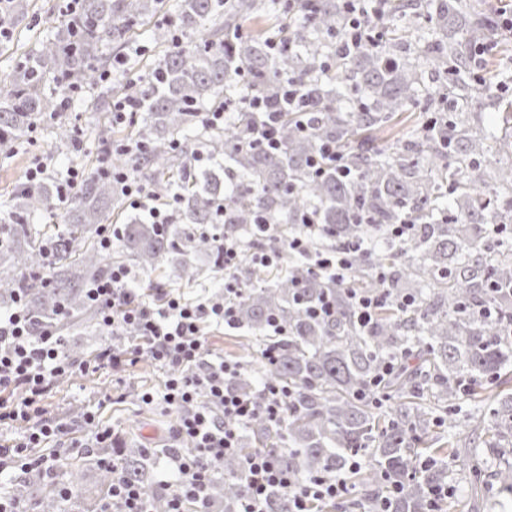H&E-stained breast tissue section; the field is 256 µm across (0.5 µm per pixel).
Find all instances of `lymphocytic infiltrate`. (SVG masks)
I'll list each match as a JSON object with an SVG mask.
<instances>
[{
  "instance_id": "lymphocytic-infiltrate-1",
  "label": "lymphocytic infiltrate",
  "mask_w": 512,
  "mask_h": 512,
  "mask_svg": "<svg viewBox=\"0 0 512 512\" xmlns=\"http://www.w3.org/2000/svg\"><path fill=\"white\" fill-rule=\"evenodd\" d=\"M248 107L254 120L244 136L246 144L278 149V112L260 97L249 100ZM99 172L120 185L129 207L146 212L160 232H167L170 209L158 206L153 190L130 170L114 164L100 166ZM327 235L325 225L310 219L285 242L278 238L277 225L265 222L250 225L244 240L225 235L221 241L224 293L212 299H189L165 288L142 293L132 288L133 276L127 266H113L109 275L91 284L86 295L98 311L101 327L117 340L89 359L72 358L63 337L55 332L34 334L27 303L23 296H16L13 309L0 315V430L13 433L0 442V472L50 473L64 462L61 449L73 430L67 422L48 416L46 409L57 379L107 369L117 375L145 354L165 372L166 380L161 395L144 393L143 402L162 398L176 414L174 433L180 446L169 460L178 477L165 485L168 512H206L215 473L225 457L236 454L242 457L241 476L246 485L238 512H271L269 496L276 489L287 492L290 512H314L318 505L349 498L351 487L343 474H320L301 481L270 452L258 449L242 454V431L247 424L261 416L280 425L291 394L276 384L266 385L258 399L231 389L241 367L209 357L206 334L211 327L226 329L238 324L243 241L270 243L269 248L252 252L253 264L275 266L287 251L303 257L312 271L346 283L352 258L365 244L348 240L311 250L313 239Z\"/></svg>"
}]
</instances>
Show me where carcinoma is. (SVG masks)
Listing matches in <instances>:
<instances>
[{
    "instance_id": "carcinoma-1",
    "label": "carcinoma",
    "mask_w": 512,
    "mask_h": 512,
    "mask_svg": "<svg viewBox=\"0 0 512 512\" xmlns=\"http://www.w3.org/2000/svg\"><path fill=\"white\" fill-rule=\"evenodd\" d=\"M163 0H79L55 31L0 80V147L7 150L27 137L44 117L63 112L74 86L97 89L103 109L112 99L133 93L143 122L112 132V138L142 143L146 152L116 158L160 197L178 193L167 233L139 214L124 210L120 187L91 174L79 192L56 211L58 189L50 178L17 184L0 212L13 225L0 243V309L9 311L23 293L34 334L51 328L68 339L67 352L85 351L71 336L99 330L86 288L114 264L134 262L152 277L177 257L181 277L195 279L193 259L207 254L212 272L224 277V251L206 224H227L237 233L264 216L281 225V238L310 217L328 225L331 238L355 239L366 225L407 221L418 230L401 245L377 253H359L345 285L313 274L298 257L284 255L272 282L261 276L240 297V323L279 348L276 363L264 360L263 347L250 352L259 379L249 369L235 378V391L258 397L261 381L292 393L283 425L257 417L247 427L242 453L262 448L299 479L331 471L346 472L351 452L365 449L370 463L354 474L360 508L374 512L380 498L391 512H429L430 489L448 484L459 456L451 440L434 428L455 414L462 400L474 405L473 431L483 432L484 448L498 447L512 435V338L503 326L512 322V248L486 238L489 225L512 224V163L501 162L509 141L473 121L486 110L512 119V97L500 82L509 72L499 67L508 45L483 54L474 65V48L492 29L490 18L466 0H437L427 29L402 23L418 13L422 0H387L372 27L371 41L340 53L345 26L342 0H180L176 30L156 28L148 38L159 48L146 69L110 84L100 81L108 66L106 49L125 39L136 24L153 17ZM246 18L260 21L248 36L233 30ZM247 79L239 81V69ZM293 79L305 94L308 119L287 110L281 116V146L269 152L241 143L252 119L245 101L277 99ZM239 104L221 129L202 125L198 111ZM326 142L336 144L347 176L328 167L315 174L309 161ZM205 153L210 165L194 167ZM47 214L65 224L56 232L38 220ZM123 221L121 236L105 254L98 245L102 224ZM383 269L385 282L376 278ZM383 292L389 301L375 321L357 324L351 293ZM336 306L322 321L306 306L323 295ZM410 297L403 310L397 300ZM488 310L491 317L478 315ZM278 319L284 336H267V321ZM390 356L401 362L387 375ZM382 377L384 401L364 395ZM167 448H130L118 475L152 493L154 512H166L167 498L154 482L158 459ZM107 448L82 452L69 464L76 486L81 469L101 476L98 499L107 496L112 469L101 459ZM242 458L224 459L212 481L216 512H236L245 495L239 475ZM502 492L512 494V464L493 471ZM18 494L35 501L39 512H62L58 483L39 474L19 481Z\"/></svg>"
}]
</instances>
